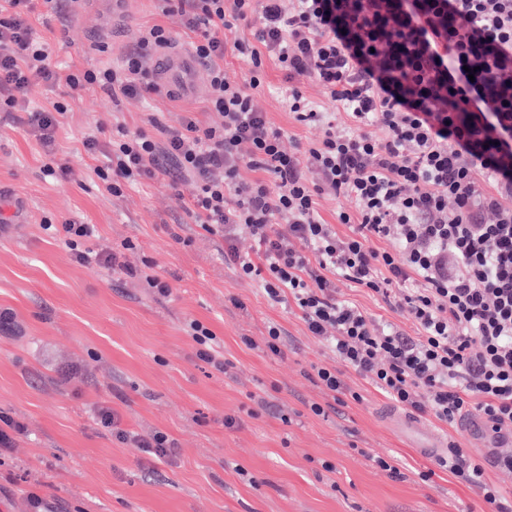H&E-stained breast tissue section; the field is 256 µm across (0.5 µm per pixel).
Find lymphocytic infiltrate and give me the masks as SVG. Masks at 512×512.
Returning a JSON list of instances; mask_svg holds the SVG:
<instances>
[{
  "label": "lymphocytic infiltrate",
  "instance_id": "f902f5d3",
  "mask_svg": "<svg viewBox=\"0 0 512 512\" xmlns=\"http://www.w3.org/2000/svg\"><path fill=\"white\" fill-rule=\"evenodd\" d=\"M35 2L0 0V112L26 109L34 80L113 97L153 91L140 57L170 44L165 28L147 30L119 66L62 74L31 25ZM158 7L185 15L206 68L208 105L221 121L203 127L188 112L170 126L152 115L154 134L120 125L107 143L86 137L85 150L103 157L96 175L108 191L119 195L159 174L194 179L185 209L222 238L225 263L271 302L293 304L308 335L335 355V365L316 369L332 395L360 400L344 381L350 370L408 414L451 427L479 415L493 433L512 432V0H293L288 11L280 0H158ZM254 14L252 41L234 47L250 77L228 81L220 32ZM269 61L284 74L285 110L324 130L297 155L254 104ZM305 79L327 91L335 111L305 96ZM26 111L45 174L65 179L68 169L54 155L65 104ZM372 124L382 126L383 139L366 134ZM325 195L355 207L328 223L319 211ZM341 224L348 233L338 232ZM243 228L254 241L248 254L235 245ZM50 230L77 264L115 265L112 251L85 248L93 225ZM340 279L408 309L416 335L337 299ZM439 465L478 490L487 512H505L480 460L456 447Z\"/></svg>",
  "mask_w": 512,
  "mask_h": 512
}]
</instances>
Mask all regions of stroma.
<instances>
[{
    "label": "stroma",
    "mask_w": 512,
    "mask_h": 512,
    "mask_svg": "<svg viewBox=\"0 0 512 512\" xmlns=\"http://www.w3.org/2000/svg\"><path fill=\"white\" fill-rule=\"evenodd\" d=\"M257 22L225 27L227 80L245 78L248 68L232 48L251 41ZM32 24L63 74L111 64L155 24L171 34L173 48L190 40L181 14L159 13L155 0H129L117 19L112 0L88 10L72 0L57 12L40 5ZM283 83L268 65L255 104L287 131L290 151L323 130L285 111ZM207 95L203 84L190 97H168L162 87L114 99L89 88L68 98L56 157L70 174L58 183L42 172V149L24 113L0 112V313L10 318L0 328V416L23 426L0 453V512H34L35 494L44 512H482L480 493L407 445L384 418L388 400L356 374L347 373L346 383L361 402L310 412L331 401L314 368L335 364L334 354L308 336L294 306L271 303L225 264L223 240L180 207L196 192L193 179L173 185L160 174L115 196L96 176L102 159L85 152V137L107 139L119 124L145 129L150 112L170 125L185 112L203 126L219 123ZM46 220L93 225L88 248L111 249L117 266L78 265L43 229ZM147 260L169 295L129 275ZM336 292L375 322L415 334L407 311L369 290L340 280ZM192 319L221 340L229 371L198 357L184 331ZM272 322L285 332L277 355L257 347ZM246 336L254 347L243 344ZM102 407L141 438L166 433L173 453L158 460L119 442L97 418ZM228 415L236 426L225 427ZM418 423L484 461L488 481L512 506V471L496 464L512 453V437L488 448L466 429L428 416ZM375 455L393 458L400 477L376 468Z\"/></svg>",
    "instance_id": "obj_1"
}]
</instances>
